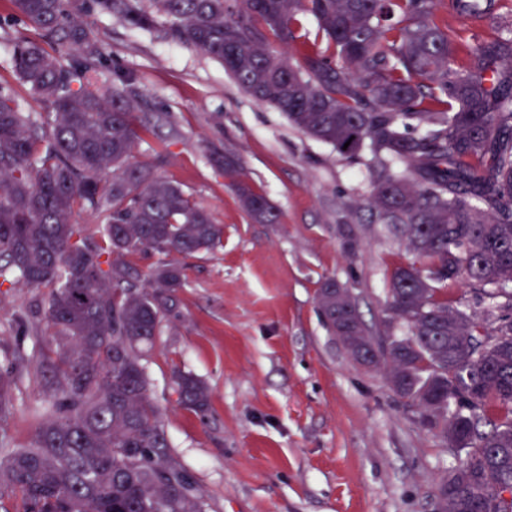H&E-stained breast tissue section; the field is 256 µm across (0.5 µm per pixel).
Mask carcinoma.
<instances>
[{"mask_svg":"<svg viewBox=\"0 0 512 512\" xmlns=\"http://www.w3.org/2000/svg\"><path fill=\"white\" fill-rule=\"evenodd\" d=\"M37 32L13 69L42 112L0 86V287L47 288L42 359L54 387L27 448L0 441V483L22 512H210L174 458L144 364L185 285L181 257L215 248L224 227L177 183L131 157L156 116L127 80L97 79L105 49L83 9L137 27L163 21L175 42L220 60L258 102L347 159L370 154L375 221L414 261L389 281L386 332L368 333L334 282L318 305L355 360L383 367L416 421L455 449L438 480L441 512H512V21L454 66L435 0H13ZM498 0H448L474 23ZM315 21V31L306 26ZM323 51L291 58L310 34ZM214 164L252 218L270 200L218 150ZM95 215L101 242L72 221ZM161 255L150 288L125 258ZM460 279L491 300L484 315L443 296ZM18 357L0 363V413ZM185 408L209 405L204 381L173 373Z\"/></svg>","mask_w":512,"mask_h":512,"instance_id":"obj_1","label":"carcinoma"}]
</instances>
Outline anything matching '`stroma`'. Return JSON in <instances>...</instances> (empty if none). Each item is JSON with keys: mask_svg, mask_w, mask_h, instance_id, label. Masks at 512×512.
Returning a JSON list of instances; mask_svg holds the SVG:
<instances>
[{"mask_svg": "<svg viewBox=\"0 0 512 512\" xmlns=\"http://www.w3.org/2000/svg\"><path fill=\"white\" fill-rule=\"evenodd\" d=\"M15 17L12 0H0V86L24 100L12 50L34 31ZM434 18L459 66L473 60V36L499 32V22L473 24L442 0ZM79 19L103 40L102 79L132 76L145 110L162 117L136 144L135 161L154 164L224 226L221 245L187 259L186 284L146 362L173 453L211 512H433L454 450L415 422L383 370L353 361L316 302L323 283L336 281L367 330L381 335L390 276L412 260L371 221L364 163L257 102L220 61L175 43L163 25L137 28L96 12ZM215 148L235 155L278 223H258L240 207L210 159ZM43 294L0 288V349L22 352L20 389L0 418V435L15 448L31 443L52 377L38 366L36 337L17 325L39 319ZM177 369L207 384L206 414L178 403Z\"/></svg>", "mask_w": 512, "mask_h": 512, "instance_id": "35a3bbf8", "label": "stroma"}]
</instances>
